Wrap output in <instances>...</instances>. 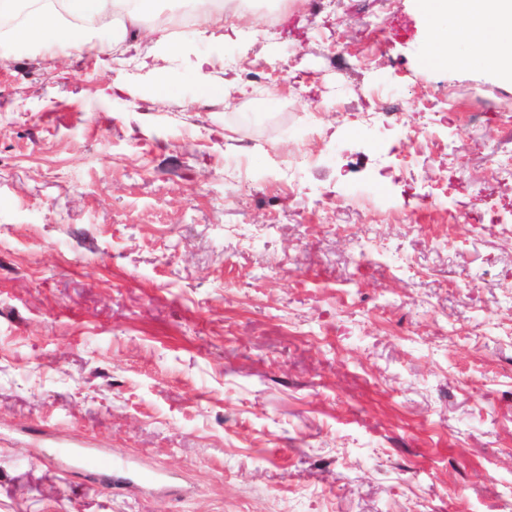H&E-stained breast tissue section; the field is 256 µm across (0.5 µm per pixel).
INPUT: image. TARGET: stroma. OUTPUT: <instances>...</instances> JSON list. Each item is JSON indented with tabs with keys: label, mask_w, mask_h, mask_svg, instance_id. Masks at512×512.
Wrapping results in <instances>:
<instances>
[{
	"label": "stroma",
	"mask_w": 512,
	"mask_h": 512,
	"mask_svg": "<svg viewBox=\"0 0 512 512\" xmlns=\"http://www.w3.org/2000/svg\"><path fill=\"white\" fill-rule=\"evenodd\" d=\"M257 8L0 44V512H512V82L417 0ZM241 2L242 1L221 0L219 5L215 8L200 13L195 26L196 36L203 39L215 38L217 31L224 30L225 19L240 13L241 10L237 8V5ZM229 11H232L231 16L227 14ZM66 453L74 466L102 474L112 473L114 480L117 474L130 471L129 462L123 458L96 453L87 448H74Z\"/></svg>",
	"instance_id": "35a3bbf8"
}]
</instances>
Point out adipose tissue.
Masks as SVG:
<instances>
[{"instance_id":"ef3b65f1","label":"adipose tissue","mask_w":512,"mask_h":512,"mask_svg":"<svg viewBox=\"0 0 512 512\" xmlns=\"http://www.w3.org/2000/svg\"><path fill=\"white\" fill-rule=\"evenodd\" d=\"M151 0H0V16L21 14L12 31L20 45L53 44L80 53L87 22L111 29L121 16L140 27ZM428 38L423 58L435 66L481 65L512 78V0H423Z\"/></svg>"}]
</instances>
